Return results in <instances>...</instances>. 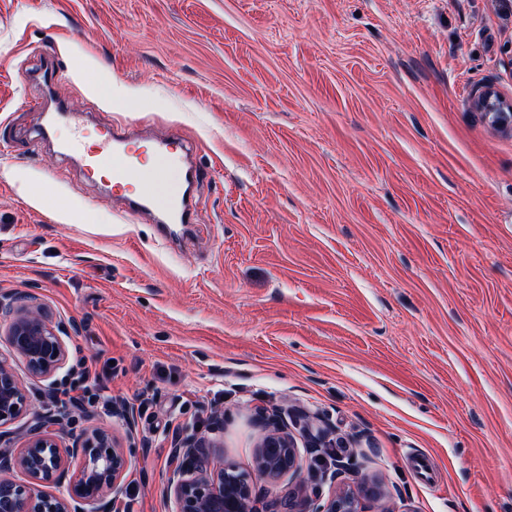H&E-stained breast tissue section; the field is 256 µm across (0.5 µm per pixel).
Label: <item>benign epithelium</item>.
<instances>
[{
  "label": "benign epithelium",
  "instance_id": "benign-epithelium-1",
  "mask_svg": "<svg viewBox=\"0 0 512 512\" xmlns=\"http://www.w3.org/2000/svg\"><path fill=\"white\" fill-rule=\"evenodd\" d=\"M481 112H505L512 105L493 88L487 87L474 97ZM11 348L21 355L32 374L47 378L65 362L64 342L55 327L38 311L20 308L7 330ZM27 411V398L11 371L0 360V424L18 419ZM205 437L193 432L181 436L174 444L168 474V487L173 493L174 512H255L252 487L248 476L227 465L209 468L202 452ZM73 452L83 457L82 467L70 488L69 497L40 495L8 479H0V512H81L82 504L112 490V507H117L124 494V476L130 460L124 449L110 443L96 432L84 439ZM18 463L31 479L41 481L62 471V458L54 437L41 432L31 434ZM259 477L278 479L300 472L296 437L288 432L278 416L266 419V433L255 456ZM376 484H363L355 490H343L320 504V487L298 491L288 503V512H366L363 501L375 498Z\"/></svg>",
  "mask_w": 512,
  "mask_h": 512
}]
</instances>
